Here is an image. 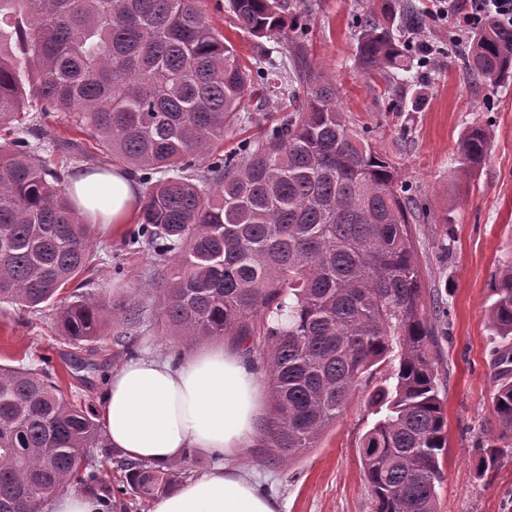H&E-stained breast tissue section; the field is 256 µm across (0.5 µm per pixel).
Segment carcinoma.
Instances as JSON below:
<instances>
[{
    "mask_svg": "<svg viewBox=\"0 0 512 512\" xmlns=\"http://www.w3.org/2000/svg\"><path fill=\"white\" fill-rule=\"evenodd\" d=\"M196 0H0V302L39 311L57 302L63 336L83 350L104 330L136 352L128 330L142 320L133 299L61 291L88 269L93 229L62 178L28 139L29 112H66L111 164L143 188L127 246L163 266L152 287L163 336L234 337L256 357L270 393L264 440L291 461L343 415L363 382L374 420L360 460L373 512H438L447 422L439 396L448 308L426 301L413 213L416 198L387 157L352 129L336 84L312 73L305 46L288 44L291 70L247 67ZM237 27L274 38L295 26L283 0H229ZM418 13L379 11L360 21L356 63L385 79L412 67ZM466 68L491 87L512 81V28L489 17L474 33ZM306 89L305 104L224 154V137L250 119L249 98ZM490 132L468 127L461 170L484 164ZM206 162L200 166V162ZM497 434L477 440L476 470H498L512 441V263L491 288ZM397 362L374 381L378 369ZM112 457L92 409L67 401L49 373L0 365V512H40L76 480L102 512L124 489L88 469ZM142 498L166 493L173 469L127 462Z\"/></svg>",
    "mask_w": 512,
    "mask_h": 512,
    "instance_id": "carcinoma-1",
    "label": "carcinoma"
}]
</instances>
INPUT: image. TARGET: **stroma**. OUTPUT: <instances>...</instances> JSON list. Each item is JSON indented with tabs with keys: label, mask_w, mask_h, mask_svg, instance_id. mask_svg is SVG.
I'll return each instance as SVG.
<instances>
[{
	"label": "stroma",
	"mask_w": 512,
	"mask_h": 512,
	"mask_svg": "<svg viewBox=\"0 0 512 512\" xmlns=\"http://www.w3.org/2000/svg\"><path fill=\"white\" fill-rule=\"evenodd\" d=\"M423 16L425 25L412 43L430 49L427 63L397 72L392 83L369 76L354 63L359 21L377 0H288L299 14L297 29L274 40L243 33L226 0H200L214 29L236 47L250 67L286 65L288 43L303 40L313 71L336 81L339 103L353 127L385 155L427 213L419 218L417 248L426 289L443 288L450 311L443 344L440 396L448 421V451L437 488L439 512H512V458L499 470L478 476L473 444L481 431L494 430L491 351L496 344L485 316L496 273L512 262V84L489 88L464 69L465 47L452 37L457 16L440 14L441 0H399ZM249 122L224 142L237 149L280 123L287 110L280 97L249 101ZM491 134L488 157L470 175L459 171L458 141L472 124ZM42 157L62 176L97 166L100 156L88 134L60 112L39 120L35 133ZM453 239H446V227ZM94 256L83 275V289L117 300L138 292L143 322L134 331L138 351L174 356L188 343L160 335L154 326V295L145 285L157 270L153 253H130L124 236L95 235ZM121 279H113L115 267ZM74 348L61 334L54 306L26 312L0 303V363L47 368L68 401L96 405L107 376L127 360L111 335L86 353L87 368L74 370ZM370 390L359 387L343 416L292 463L278 461L265 446L246 449L231 465L257 488L275 498L277 512H372L358 446L373 416Z\"/></svg>",
	"instance_id": "35a3bbf8"
}]
</instances>
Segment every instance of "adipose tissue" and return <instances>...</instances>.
<instances>
[{
	"mask_svg": "<svg viewBox=\"0 0 512 512\" xmlns=\"http://www.w3.org/2000/svg\"><path fill=\"white\" fill-rule=\"evenodd\" d=\"M67 188L86 223L106 234L131 223L139 208L132 174L75 172ZM111 447L157 469L189 452L230 458L261 438L258 374L236 347L209 346L180 358L141 356L113 370L98 401ZM150 512H276L272 499L218 467L157 499Z\"/></svg>",
	"mask_w": 512,
	"mask_h": 512,
	"instance_id": "ef3b65f1",
	"label": "adipose tissue"
}]
</instances>
